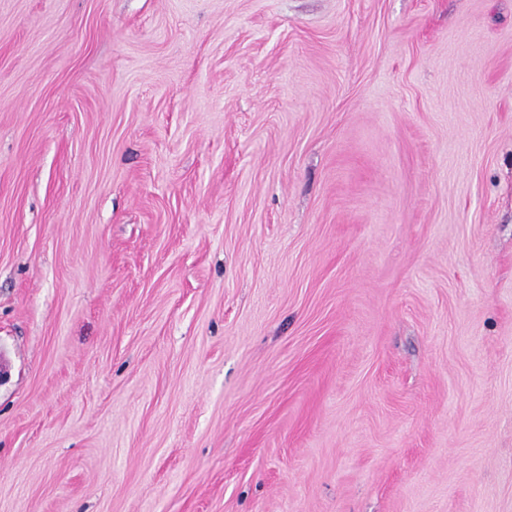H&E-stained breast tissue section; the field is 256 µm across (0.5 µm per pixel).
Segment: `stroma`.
Returning a JSON list of instances; mask_svg holds the SVG:
<instances>
[{"mask_svg": "<svg viewBox=\"0 0 512 512\" xmlns=\"http://www.w3.org/2000/svg\"><path fill=\"white\" fill-rule=\"evenodd\" d=\"M0 512H512V0H0Z\"/></svg>", "mask_w": 512, "mask_h": 512, "instance_id": "1", "label": "stroma"}]
</instances>
